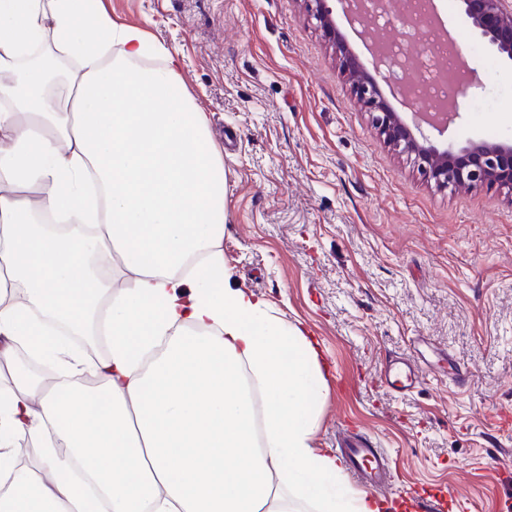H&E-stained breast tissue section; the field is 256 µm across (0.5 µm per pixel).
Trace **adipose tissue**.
Segmentation results:
<instances>
[{
	"instance_id": "1",
	"label": "adipose tissue",
	"mask_w": 512,
	"mask_h": 512,
	"mask_svg": "<svg viewBox=\"0 0 512 512\" xmlns=\"http://www.w3.org/2000/svg\"><path fill=\"white\" fill-rule=\"evenodd\" d=\"M47 40L74 63L58 82ZM147 44L98 0H0V512H85L58 476L77 457L107 512H385L314 446L317 341L231 286L208 117L178 54L139 67ZM48 318L107 336L104 408L15 366L23 341L84 370ZM19 440L41 457L19 465Z\"/></svg>"
}]
</instances>
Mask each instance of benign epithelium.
I'll return each mask as SVG.
<instances>
[{
    "mask_svg": "<svg viewBox=\"0 0 512 512\" xmlns=\"http://www.w3.org/2000/svg\"><path fill=\"white\" fill-rule=\"evenodd\" d=\"M316 21L325 41L334 49L339 67L358 103L372 117L384 143L410 157L422 178L439 188L497 186L512 190V142L469 140L453 149L438 148L424 135L422 125L444 132L459 116L452 102L442 113H423L410 128L384 98L380 82L386 81V61L377 50L374 66L367 68L336 30L331 0H299ZM461 13L471 27L500 55L512 60V0H459Z\"/></svg>",
    "mask_w": 512,
    "mask_h": 512,
    "instance_id": "1",
    "label": "benign epithelium"
}]
</instances>
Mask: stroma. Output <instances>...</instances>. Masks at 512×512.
Wrapping results in <instances>:
<instances>
[{"label":"stroma","mask_w":512,"mask_h":512,"mask_svg":"<svg viewBox=\"0 0 512 512\" xmlns=\"http://www.w3.org/2000/svg\"><path fill=\"white\" fill-rule=\"evenodd\" d=\"M148 34L144 59L177 51L224 161V262L231 284L311 333L328 364L315 445L356 438L387 450L385 500L433 512H512V193L440 190L397 155L357 103L299 0H102ZM337 29L354 50L415 52L443 22L480 86L437 145L512 139V63L465 26L457 0L411 27ZM425 340L428 374L401 395L386 360Z\"/></svg>","instance_id":"1"}]
</instances>
